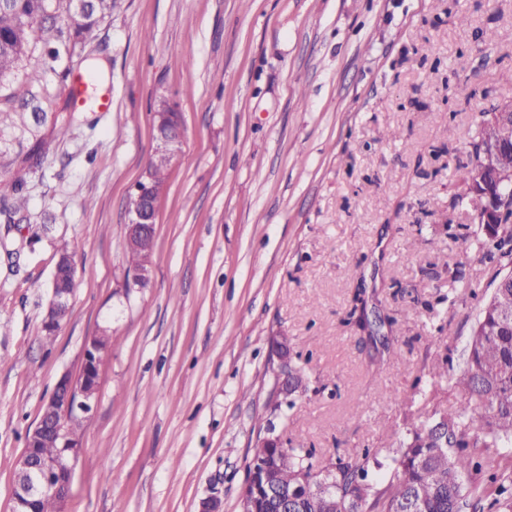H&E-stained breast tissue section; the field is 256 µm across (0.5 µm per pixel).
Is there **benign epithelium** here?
I'll list each match as a JSON object with an SVG mask.
<instances>
[{
	"mask_svg": "<svg viewBox=\"0 0 512 512\" xmlns=\"http://www.w3.org/2000/svg\"><path fill=\"white\" fill-rule=\"evenodd\" d=\"M488 136L499 147L512 142V112L496 113L487 128ZM180 139L170 137L162 129H157L154 153L162 154L170 159L175 158L179 150ZM133 196L136 205L129 209V222L126 224L125 244L129 248L139 246L144 232L155 226L159 194L143 174L136 183ZM153 268L145 264L129 273L124 280L123 294L142 291L150 287ZM70 294L62 288L51 289V297L44 327L59 329L56 313L69 305ZM273 353L279 367L277 394L288 397L291 386L288 383V371L291 368L292 348L286 336L273 338ZM102 355L92 342H86L83 352V363L78 376L64 374L56 383L47 399L40 419L30 430L27 444L17 461V472L26 477V483L13 489V502L20 505L40 498L47 494L64 501L70 491L71 484L60 487L52 482L51 475L65 471L74 476L75 463L79 454V445L70 435L65 422L79 416L88 419L93 412L99 391V378L88 382L86 376L91 368L97 367ZM43 442H51L65 452L56 457H45L37 451Z\"/></svg>",
	"mask_w": 512,
	"mask_h": 512,
	"instance_id": "obj_1",
	"label": "benign epithelium"
}]
</instances>
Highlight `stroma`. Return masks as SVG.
<instances>
[{
  "instance_id": "35a3bbf8",
  "label": "stroma",
  "mask_w": 512,
  "mask_h": 512,
  "mask_svg": "<svg viewBox=\"0 0 512 512\" xmlns=\"http://www.w3.org/2000/svg\"><path fill=\"white\" fill-rule=\"evenodd\" d=\"M90 64L111 110L77 112L22 174L42 116L74 110L72 76ZM510 88L512 0H121L85 51L33 46L0 77V201L25 176L16 220L49 227L34 247L18 234L0 246V512L27 432L103 329L112 353L61 512H198L213 490L240 512L266 436L323 467L386 458L406 417L431 414L430 366L461 367L489 294L452 171ZM162 98L183 116L182 150L159 199L153 285L126 298L128 198ZM63 249L77 288L48 342ZM360 285L368 313L396 321L387 343L347 323ZM282 335L304 381L277 411Z\"/></svg>"
}]
</instances>
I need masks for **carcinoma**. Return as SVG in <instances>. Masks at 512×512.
Returning <instances> with one entry per match:
<instances>
[{
	"label": "carcinoma",
	"mask_w": 512,
	"mask_h": 512,
	"mask_svg": "<svg viewBox=\"0 0 512 512\" xmlns=\"http://www.w3.org/2000/svg\"><path fill=\"white\" fill-rule=\"evenodd\" d=\"M49 0H0V76L14 71L29 48L59 42L69 50L83 49L95 30L118 6V0H93L78 19L67 17L66 29L45 25ZM490 113H481L472 140L469 162L457 165L453 175L460 188L454 200L471 202L473 191L487 203L499 197L498 175L512 176V148L495 156V169L482 168ZM170 160L156 154L146 170L158 186L165 184ZM26 181L15 180L11 210L25 209ZM480 249L484 258L500 266L492 282L512 278V222L481 224ZM152 240L127 252L128 268L151 259ZM355 324L368 333L379 332L386 320H370L364 288H357ZM432 374L450 376L463 402L442 409L435 400L442 389H432L429 419L406 421L405 439L393 450L392 474L385 486L369 479L377 458L365 454L353 461L337 460L319 467L310 452L277 448L266 442L253 449L246 467V493L253 512H273L268 485L288 492L296 512H512V285L492 289L472 325L464 365L455 373L436 365Z\"/></svg>",
	"instance_id": "carcinoma-1"
}]
</instances>
